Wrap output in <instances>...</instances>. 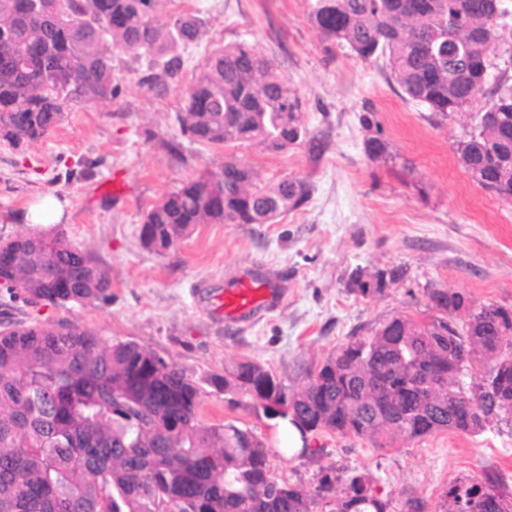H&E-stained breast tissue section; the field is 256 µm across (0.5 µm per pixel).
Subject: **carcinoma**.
I'll return each instance as SVG.
<instances>
[{
  "mask_svg": "<svg viewBox=\"0 0 512 512\" xmlns=\"http://www.w3.org/2000/svg\"><path fill=\"white\" fill-rule=\"evenodd\" d=\"M509 0H309L308 17L327 52L388 57L404 94L435 115L467 107L486 82ZM0 141L17 147L61 126L66 106L110 102L120 91L114 51L147 60L140 84L181 94V134L206 145L252 143L271 151L322 149L302 103L273 62L247 41L214 49L183 86L182 51L200 19L175 0H0ZM483 38L470 43L471 35ZM369 159L388 160L374 113L361 117ZM456 152L474 181L512 201V86L491 90ZM230 154L181 182L147 211L143 245L163 254L197 224H272L306 203L311 187L286 177L256 185ZM401 277L391 269L354 273L364 298ZM0 288L8 301L65 307L112 302V281L95 254L64 232L34 231L0 242ZM434 314L394 316L337 347L299 389L251 360L207 382L254 406L281 403L301 434L330 431L387 448L443 430L477 435L512 422V308H461L467 293L431 288ZM476 379V389H463ZM200 384L135 341H112L76 325L0 321V512H390L376 479L320 470L309 486L271 472L273 453L248 428L200 421ZM502 482L459 477L441 512H501Z\"/></svg>",
  "mask_w": 512,
  "mask_h": 512,
  "instance_id": "cac0c4a2",
  "label": "carcinoma"
}]
</instances>
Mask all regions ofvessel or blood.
Wrapping results in <instances>:
<instances>
[{
	"mask_svg": "<svg viewBox=\"0 0 512 512\" xmlns=\"http://www.w3.org/2000/svg\"><path fill=\"white\" fill-rule=\"evenodd\" d=\"M282 301L280 289L271 283L240 274L225 281L224 293L218 297L215 309L226 322L247 327L277 309Z\"/></svg>",
	"mask_w": 512,
	"mask_h": 512,
	"instance_id": "obj_1",
	"label": "vessel or blood"
}]
</instances>
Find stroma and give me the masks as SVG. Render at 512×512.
<instances>
[{
	"mask_svg": "<svg viewBox=\"0 0 512 512\" xmlns=\"http://www.w3.org/2000/svg\"><path fill=\"white\" fill-rule=\"evenodd\" d=\"M191 8L202 34L184 53L183 83L199 75L212 50L247 40L273 61L300 97L310 130L326 139L318 158L304 145L238 150L257 184L271 188L296 177L310 184L309 200L274 224H201L165 254L145 248L146 211L181 181L221 164L225 151L183 137L179 94L154 96L139 83L140 65L118 54L114 101L70 106L49 137L0 146V239L29 233L25 215L44 196L66 200L61 227L98 257L112 300L64 308L21 303L12 316L75 324L153 349L201 382L203 423L250 428L277 449L279 419L241 393L208 384L210 374L248 358L296 389L351 336L396 315L426 312L430 288L512 307V201L479 186L454 150L491 88L512 84V38L491 53L486 87L470 107L434 121L408 100L386 59L364 62L340 49L327 55L307 0H193ZM368 110L398 164L368 158L360 123ZM408 165L413 175H405ZM242 269L285 292L281 307L246 329L214 310L226 276ZM390 269L403 275L384 293L349 292L354 271ZM309 445L315 455H272L274 475L308 485L327 466L344 476L366 471L392 512H403L410 498L436 512L448 484L466 475L499 474L512 494V424L477 436L445 430L399 439L385 449L330 432L310 436Z\"/></svg>",
	"mask_w": 512,
	"mask_h": 512,
	"instance_id": "obj_1",
	"label": "stroma"
}]
</instances>
